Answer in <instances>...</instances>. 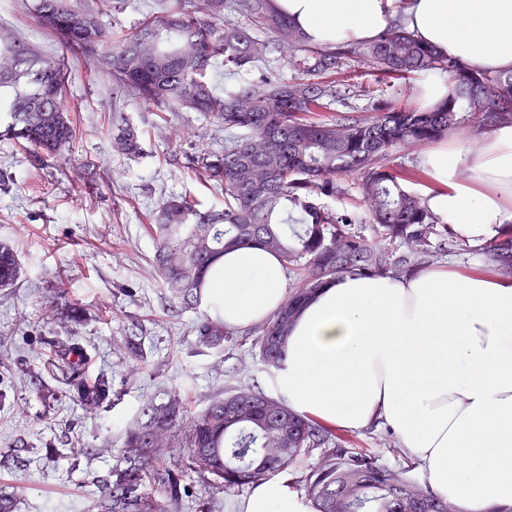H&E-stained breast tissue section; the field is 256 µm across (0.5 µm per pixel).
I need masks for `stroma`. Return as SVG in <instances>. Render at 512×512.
Instances as JSON below:
<instances>
[{"label":"stroma","mask_w":512,"mask_h":512,"mask_svg":"<svg viewBox=\"0 0 512 512\" xmlns=\"http://www.w3.org/2000/svg\"><path fill=\"white\" fill-rule=\"evenodd\" d=\"M0 26L44 56L59 42L34 21L27 0H0ZM76 130L69 149L36 155L0 136V242L15 251L22 274L0 287V488L13 512H86L120 456L125 425L170 388L192 409L231 387L275 396L276 370L250 341L220 349L199 345L196 310L171 307L153 268L147 233L160 198L184 195L220 207L223 194L199 184L190 158L224 149V129L201 113L165 112L132 101L122 108L139 128L147 156L112 150V80L71 62L65 88ZM66 299H59V291ZM80 320L66 328V305ZM73 333L86 378L112 383L104 407L81 409L43 340ZM143 357H126L127 338ZM186 512H240L250 487L218 492L189 481Z\"/></svg>","instance_id":"stroma-1"}]
</instances>
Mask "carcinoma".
Here are the masks:
<instances>
[{
    "instance_id": "cac0c4a2",
    "label": "carcinoma",
    "mask_w": 512,
    "mask_h": 512,
    "mask_svg": "<svg viewBox=\"0 0 512 512\" xmlns=\"http://www.w3.org/2000/svg\"><path fill=\"white\" fill-rule=\"evenodd\" d=\"M58 0H32L38 25L57 38L62 56L50 59L0 28V124L10 139L39 153L70 146L74 129L65 109L68 56L112 65L116 92L144 106L176 112L192 109L224 126V152H201L191 163L202 179L224 193V208L201 209L188 197H163L149 225L155 240V269L172 306L196 310L205 301V278L229 249L264 246L299 276L280 311L255 328L254 346L279 370L302 305L325 283L343 274L407 275L434 257L432 238L448 243V225L438 224L424 199L403 183L417 174L390 165L401 147L429 146L457 130L467 112L479 128L512 123V72L486 74L440 55L401 25L372 42L329 50L310 45L278 14L272 0H192L142 21L112 39L101 16L120 12L125 0H76L62 13ZM94 23L85 21L87 15ZM245 18L273 32L288 53V65L303 74L280 82L276 74L241 85L235 75L267 49V42L238 24ZM356 60L391 90L370 115L346 113L321 120L342 89L363 93ZM224 64V91L214 89L210 71ZM440 70L451 85L448 97L430 110L413 103L403 87L421 73ZM112 149L147 154L137 127L112 113ZM361 181V213L333 211L321 199L345 194L342 180ZM376 226L380 244L358 231ZM404 253L393 255V247ZM489 260L512 274V224L486 247ZM13 250L0 243V287L18 281ZM198 342L216 348L233 340L214 311L196 326ZM57 364L83 407L106 401L109 381L82 376L73 359L81 346L54 337ZM347 434L288 408L250 388H237L194 410L179 393L148 401L124 429L123 455L112 480L100 485L90 512H183L185 478L195 474L217 490L257 485L289 472L304 456L316 464L295 478L315 512H458L412 475V467L383 462L382 448H352Z\"/></svg>"
}]
</instances>
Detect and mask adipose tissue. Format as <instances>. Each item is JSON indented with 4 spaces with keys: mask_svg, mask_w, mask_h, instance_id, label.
Masks as SVG:
<instances>
[{
    "mask_svg": "<svg viewBox=\"0 0 512 512\" xmlns=\"http://www.w3.org/2000/svg\"><path fill=\"white\" fill-rule=\"evenodd\" d=\"M320 47L369 41L402 19L437 52L488 73L512 71V0H274ZM428 209L478 247L512 221V125L418 158ZM208 305L245 330L273 317L285 268L262 246L226 251ZM276 387L290 409L351 432L390 428L436 495L459 512L512 507V277L485 266H429L401 277L346 274L301 308ZM244 512H307L272 480Z\"/></svg>",
    "mask_w": 512,
    "mask_h": 512,
    "instance_id": "1",
    "label": "adipose tissue"
}]
</instances>
